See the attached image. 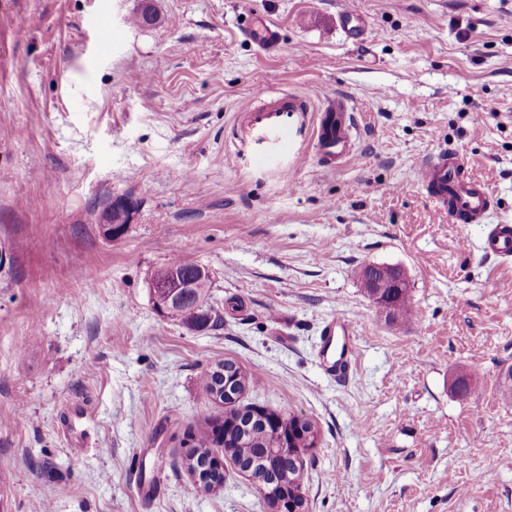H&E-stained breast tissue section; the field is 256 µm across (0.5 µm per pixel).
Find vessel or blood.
<instances>
[{"mask_svg":"<svg viewBox=\"0 0 512 512\" xmlns=\"http://www.w3.org/2000/svg\"><path fill=\"white\" fill-rule=\"evenodd\" d=\"M247 34L259 46L274 49L279 43L276 27L265 18L249 21ZM306 97L285 93L267 85L258 90L254 100L237 120V135L246 157L269 168L280 167L296 157L297 135L314 142L318 163L326 167L352 154L351 131L354 119L343 97H329L316 126L301 129L299 115L308 111ZM418 179L435 211L449 221L462 224L482 223L494 199L491 188L467 176L457 153L442 149L423 159ZM484 252L500 262L512 260V225H493L484 240ZM325 343L341 337L339 358L328 371L331 375L347 372L357 349L351 323L342 317L329 320L324 329Z\"/></svg>","mask_w":512,"mask_h":512,"instance_id":"vessel-or-blood-1","label":"vessel or blood"}]
</instances>
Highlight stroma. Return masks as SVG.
I'll list each match as a JSON object with an SVG mask.
<instances>
[{
    "mask_svg": "<svg viewBox=\"0 0 512 512\" xmlns=\"http://www.w3.org/2000/svg\"><path fill=\"white\" fill-rule=\"evenodd\" d=\"M269 83L344 96L354 157L244 165L237 115ZM441 147L494 192L487 223L427 202L417 169ZM118 197L136 210L111 239ZM493 224H512V0H0V512H270L232 459L211 492L185 466L224 417L201 389L220 360L247 377L239 405L316 427L304 512H512ZM177 256L208 270L217 327L154 307ZM369 265L403 271L408 321L368 296ZM336 316L358 352L335 379ZM246 32L251 40L263 48L272 50L279 43V33L276 27L262 17H252Z\"/></svg>",
    "mask_w": 512,
    "mask_h": 512,
    "instance_id": "1",
    "label": "stroma"
}]
</instances>
